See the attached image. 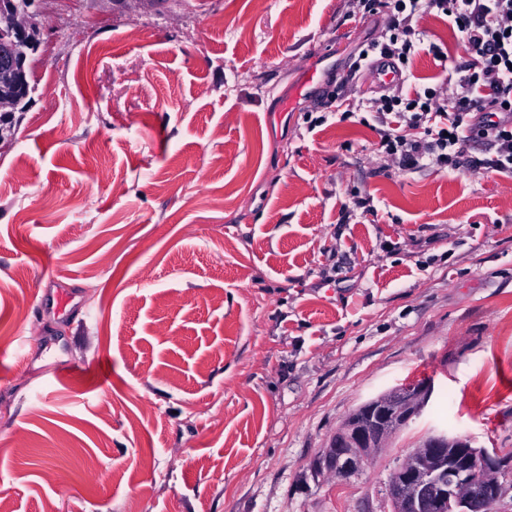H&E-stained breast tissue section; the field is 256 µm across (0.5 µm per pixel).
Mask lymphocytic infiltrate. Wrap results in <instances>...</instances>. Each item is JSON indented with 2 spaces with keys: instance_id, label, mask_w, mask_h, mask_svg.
Wrapping results in <instances>:
<instances>
[{
  "instance_id": "f902f5d3",
  "label": "lymphocytic infiltrate",
  "mask_w": 512,
  "mask_h": 512,
  "mask_svg": "<svg viewBox=\"0 0 512 512\" xmlns=\"http://www.w3.org/2000/svg\"><path fill=\"white\" fill-rule=\"evenodd\" d=\"M364 13L386 10L387 35L362 49L407 64L416 53L411 22L439 12L470 50L461 77L447 94L427 87L413 96L401 90L341 112V120L380 125L379 147L404 172L470 169L512 176V0H359ZM488 144L485 158L470 155Z\"/></svg>"
}]
</instances>
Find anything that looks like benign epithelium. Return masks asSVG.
<instances>
[{
	"mask_svg": "<svg viewBox=\"0 0 512 512\" xmlns=\"http://www.w3.org/2000/svg\"><path fill=\"white\" fill-rule=\"evenodd\" d=\"M428 387L413 383L380 398L369 416L370 427L354 421L342 424L320 456V470L346 478L362 468L387 445L400 424L422 411ZM495 459L496 455L472 447L465 439L436 435L414 449L390 476L387 494L394 512H446L452 502L465 512H487L492 503L478 473H496Z\"/></svg>",
	"mask_w": 512,
	"mask_h": 512,
	"instance_id": "benign-epithelium-1",
	"label": "benign epithelium"
}]
</instances>
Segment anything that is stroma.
<instances>
[{"instance_id":"35a3bbf8","label":"stroma","mask_w":512,"mask_h":512,"mask_svg":"<svg viewBox=\"0 0 512 512\" xmlns=\"http://www.w3.org/2000/svg\"><path fill=\"white\" fill-rule=\"evenodd\" d=\"M36 9L33 92L0 137L7 512H392L427 436L512 454V177L403 173L339 120L382 94L356 61L385 13ZM417 30L407 95L469 56L446 16ZM98 357L107 380H56ZM422 376L427 406L360 472L315 470L354 410Z\"/></svg>"}]
</instances>
